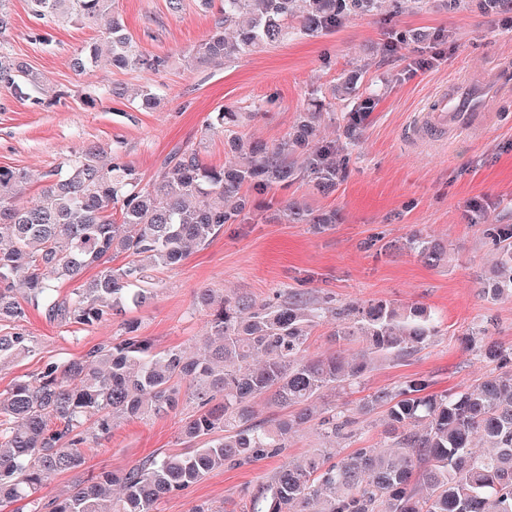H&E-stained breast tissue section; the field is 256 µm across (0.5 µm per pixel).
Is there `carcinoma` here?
Segmentation results:
<instances>
[{
    "label": "carcinoma",
    "mask_w": 512,
    "mask_h": 512,
    "mask_svg": "<svg viewBox=\"0 0 512 512\" xmlns=\"http://www.w3.org/2000/svg\"><path fill=\"white\" fill-rule=\"evenodd\" d=\"M39 18L94 23L110 18V65L159 71L167 59L147 56L115 12V0H29ZM482 13L512 11V0H478ZM382 0H223L210 36L185 49V61L204 67L275 47L292 30L314 35L357 14L374 13ZM234 29L228 39L224 30ZM100 48L90 44L76 58L80 69L97 65ZM0 83L22 97L42 84L41 73L0 52ZM137 108L155 109L150 86L136 93ZM324 103L299 113L278 143L245 146L237 137L242 113L223 107L204 132L224 133L228 160L203 162L193 145L174 149L146 185L118 154L86 144L71 152L66 172L44 175L33 202L21 203L29 175L0 166V322H16L25 310L15 295L14 276L24 273L25 299L49 319L92 326L127 307H139L151 289L147 271L179 267L194 246L210 242L226 224L247 218L243 189L284 185L295 179L288 156L303 151L316 189L329 191L343 169L336 146L316 142ZM296 224H330L297 202L282 207ZM484 233L499 254L482 288L493 302L512 298V225L491 224ZM409 247L431 266L448 251L414 235ZM119 254L130 261L112 267ZM97 267L90 278L84 273ZM79 282L69 294L61 282ZM209 316V336L186 358L175 348L159 350L149 336L124 323V334L97 347L83 360L45 366L35 378L16 382L0 399V503H23L16 512H158L159 501L184 492L214 469L243 466L275 457L286 448L291 429L305 424L324 392L364 377L369 362L386 354L420 350L436 330L417 304L377 301L324 307L297 296L256 303L248 296L211 299L200 292ZM336 319V343L357 341L364 354L347 363L336 355L309 357L311 329L326 314ZM20 332L0 336V357L30 352ZM467 348L496 364L475 383L435 393L426 376L399 387L379 389L361 409L386 408L394 449L357 448L335 461L326 454L305 463L285 462L253 493L244 512H512V346L489 336H471ZM269 394L293 411L277 424L256 421L252 402ZM189 401L196 410L184 419L185 438L199 444L161 458L148 456L116 475L85 474L84 445L91 432L107 434L130 418L162 417ZM356 419L342 410L322 420L324 436L351 439ZM74 474L67 495L43 504L36 493L45 481ZM121 494L106 499V487Z\"/></svg>",
    "instance_id": "carcinoma-1"
}]
</instances>
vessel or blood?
<instances>
[{"mask_svg":"<svg viewBox=\"0 0 512 512\" xmlns=\"http://www.w3.org/2000/svg\"><path fill=\"white\" fill-rule=\"evenodd\" d=\"M460 92L459 85L452 84L433 93L421 107L420 117L407 127L405 144L420 147L441 141L452 125L472 133L480 132L478 116L459 112Z\"/></svg>","mask_w":512,"mask_h":512,"instance_id":"vessel-or-blood-1","label":"vessel or blood"}]
</instances>
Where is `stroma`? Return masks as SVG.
Masks as SVG:
<instances>
[{"mask_svg":"<svg viewBox=\"0 0 512 512\" xmlns=\"http://www.w3.org/2000/svg\"><path fill=\"white\" fill-rule=\"evenodd\" d=\"M127 33L145 53L165 56L158 72L117 70L108 65L76 71L83 46L104 43L105 23H43L31 15L28 0H10L11 25L0 36V50L44 76L41 104L15 97L0 84V166L26 170L35 200L44 173L60 170L71 151L99 144L123 155L143 180H150L177 146H198L206 163L224 162V136L205 133L212 112L235 105L248 112L236 129L246 140H281L311 98L328 97L319 127L320 143H331L343 170L335 189L322 193L304 174V159L292 163L300 175L288 186L247 189L256 216L225 225L210 243L195 248L173 270L153 274L155 296L130 308L140 335L159 348L193 352L207 332L195 294L209 288L263 303L276 294L296 293L331 301L367 303L395 300L427 307L437 333L426 348L408 356L379 358L361 383L328 395V404L353 408L380 388H393L423 374L433 391L472 383L493 365L462 342L470 330L487 327L493 339L512 346V299L489 302L479 293L497 253L478 218L487 211L496 223L512 224V103L499 102L492 65L512 59V12L486 15L454 6L450 0H404L394 10L352 16L318 36L294 32L275 47L259 49L223 68L190 67L180 53L210 31L214 14L199 0H183L171 12L167 0H116ZM427 34L424 42L414 41ZM357 80L352 99L331 98L333 85ZM454 81L474 85L472 97L483 130L474 135L449 129L437 145L410 148L401 134L424 101ZM152 85L160 106L138 110L117 100L108 87L134 91ZM261 103L258 114L252 104ZM313 214L335 215L322 227L292 224L278 217L290 201ZM449 246L448 265L431 267L412 251L414 231ZM119 319L94 326L62 325L43 310L27 308L20 327L32 339L30 353L0 360V396L13 383L50 363L84 357L120 336ZM182 414L118 422L109 434L89 440L86 469L119 473L149 455L170 454L183 446ZM388 440L384 410L360 416L358 435L333 444L337 455L377 448ZM317 422L289 435L283 456L243 467L213 470L185 492L163 498L158 512H242L248 496L270 480L283 460H300L326 448Z\"/></svg>","mask_w":512,"mask_h":512,"instance_id":"35a3bbf8","label":"stroma"}]
</instances>
